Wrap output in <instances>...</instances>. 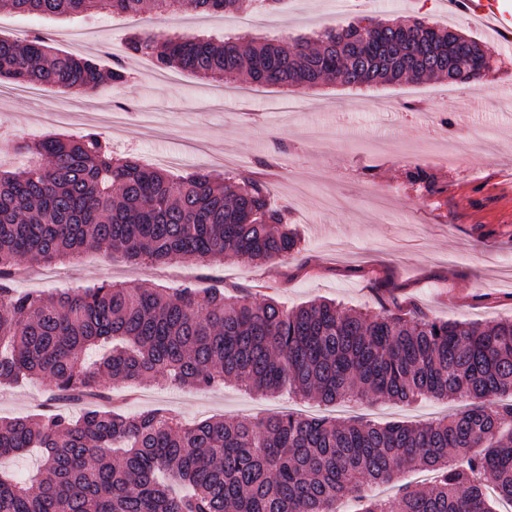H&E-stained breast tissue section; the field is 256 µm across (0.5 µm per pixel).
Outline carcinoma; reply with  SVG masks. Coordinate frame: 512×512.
<instances>
[{"label": "carcinoma", "mask_w": 512, "mask_h": 512, "mask_svg": "<svg viewBox=\"0 0 512 512\" xmlns=\"http://www.w3.org/2000/svg\"><path fill=\"white\" fill-rule=\"evenodd\" d=\"M281 0H0L20 13L86 17L108 8L131 18L160 13L274 11ZM351 22L314 37L222 42L196 35L134 32L133 55L165 70L222 82L244 75L258 86L312 89L343 85L480 80L491 56L477 41L422 18ZM117 59L62 53L47 38L0 39V81L90 94L124 84ZM22 149L42 162L0 166V384L47 378L68 395L94 392L100 378L148 383L158 376L194 389L233 381L257 393L287 390L332 403L380 396L474 399L469 409L422 426L363 419L259 420L222 417L184 425L163 408L127 416L95 406L73 419L41 413L0 423V457L42 450L36 473L0 474V512H336L346 497L358 512H495L492 482L512 502V320L482 327L416 311L342 310L312 301L288 310L221 288H147L103 283L80 292H20L14 267L74 258L88 246L132 263L193 256L282 261L298 250L288 210L268 202L266 185L236 171H195L173 181L131 155L117 157L102 133L59 135ZM409 182L441 192L416 166ZM103 346L88 367L83 354ZM481 453L474 454L472 449ZM404 468L435 473L431 486H398L383 501L370 485Z\"/></svg>", "instance_id": "1"}]
</instances>
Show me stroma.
<instances>
[{"instance_id": "obj_1", "label": "stroma", "mask_w": 512, "mask_h": 512, "mask_svg": "<svg viewBox=\"0 0 512 512\" xmlns=\"http://www.w3.org/2000/svg\"><path fill=\"white\" fill-rule=\"evenodd\" d=\"M412 20L453 25L484 41L492 69L475 84L449 96L444 81L377 83L347 87L328 83L296 93L294 108L275 112L271 99L282 91L249 86L236 103L211 104L214 85L181 71L172 83L152 75L153 60L131 57L129 34L152 27L163 34H202L223 40L220 15L189 22L176 16L147 15L131 21L105 9L79 19L44 17L0 10V37L35 34L53 46L103 65L124 60L132 77L115 87L101 85L83 96L89 112H122L125 127L109 131L115 152L135 154L155 167L160 157L179 158L172 176L191 170L223 172L222 164L194 154L191 143L204 141L214 154H231L236 169L267 181L272 205L288 209V222L300 240L287 260L267 265L237 258L202 262L171 261L173 276L159 265L132 264L103 249L89 248L62 262V273L45 277V265L21 261L14 279L24 292L58 293L103 283H144L157 288H207L220 283L253 300L275 299L294 308L332 299L343 308L379 311L381 307L418 309L439 320L482 325L512 319V52L504 39L475 23L448 14L441 0H282L267 24L240 27L253 37L311 35L359 18ZM43 100L0 101V164L21 165L18 146L49 133L38 118L51 102L68 93L43 87ZM421 166L438 176L441 193L411 185L406 172ZM99 404L119 403L137 414L162 407L186 422L210 417L256 419L285 410L306 416H364L377 423L422 424L455 412L448 400L408 405L384 398L353 406L278 393L258 395L236 383L190 390L158 380L133 386L102 377ZM86 401L54 391L48 380L0 385V421L43 411L76 416Z\"/></svg>"}]
</instances>
